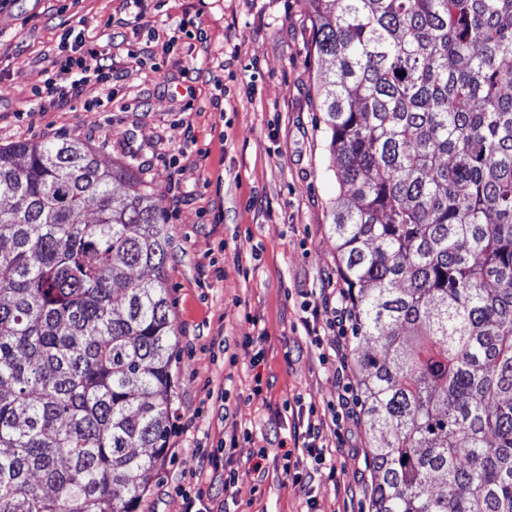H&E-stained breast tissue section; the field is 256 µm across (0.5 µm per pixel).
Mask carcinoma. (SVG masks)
<instances>
[{
    "mask_svg": "<svg viewBox=\"0 0 512 512\" xmlns=\"http://www.w3.org/2000/svg\"><path fill=\"white\" fill-rule=\"evenodd\" d=\"M312 12L361 408L391 435L371 512H512V0ZM167 245L128 169L0 149V512H135L169 433Z\"/></svg>",
    "mask_w": 512,
    "mask_h": 512,
    "instance_id": "carcinoma-1",
    "label": "carcinoma"
}]
</instances>
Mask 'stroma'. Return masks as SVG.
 Here are the masks:
<instances>
[{
  "label": "stroma",
  "mask_w": 512,
  "mask_h": 512,
  "mask_svg": "<svg viewBox=\"0 0 512 512\" xmlns=\"http://www.w3.org/2000/svg\"><path fill=\"white\" fill-rule=\"evenodd\" d=\"M67 2L0 0V147L83 143L101 165L130 168L163 212L173 421L137 512H186L199 489L198 512H368L381 438L361 411L350 328L335 318L340 174L317 110L329 64L314 50L310 0ZM67 27L126 76L42 114L33 89ZM142 50L150 58L134 60ZM312 405L336 410L320 439L335 472L302 491L276 458L301 456L295 433ZM244 427L253 444L231 446ZM256 447L271 456L261 475ZM199 448L219 450L234 487L199 470Z\"/></svg>",
  "instance_id": "1"
}]
</instances>
